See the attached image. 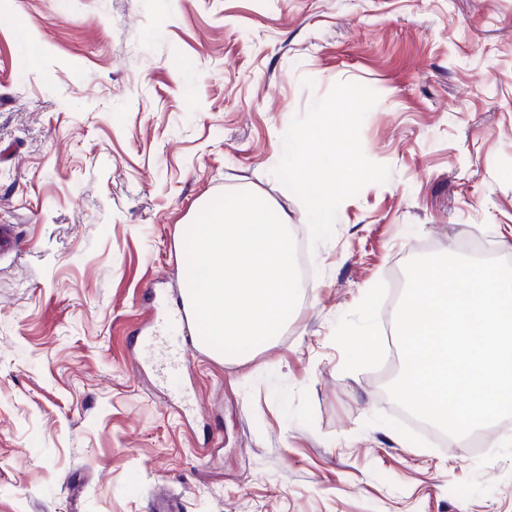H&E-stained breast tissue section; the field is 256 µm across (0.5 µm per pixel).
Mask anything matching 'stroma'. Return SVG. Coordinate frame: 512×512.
I'll list each match as a JSON object with an SVG mask.
<instances>
[{
    "label": "stroma",
    "mask_w": 512,
    "mask_h": 512,
    "mask_svg": "<svg viewBox=\"0 0 512 512\" xmlns=\"http://www.w3.org/2000/svg\"><path fill=\"white\" fill-rule=\"evenodd\" d=\"M24 21L25 34L16 23ZM338 82L389 179L343 201L273 341L225 361L184 340V225L274 176L292 119ZM0 512H512L494 457L399 424L390 335L415 256L512 260V0H0Z\"/></svg>",
    "instance_id": "obj_1"
}]
</instances>
